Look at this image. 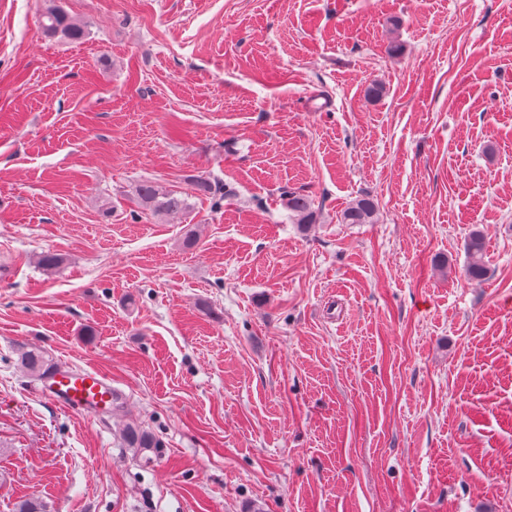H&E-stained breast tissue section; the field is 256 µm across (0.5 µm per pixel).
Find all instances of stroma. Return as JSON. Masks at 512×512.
I'll return each mask as SVG.
<instances>
[{
	"label": "stroma",
	"instance_id": "stroma-1",
	"mask_svg": "<svg viewBox=\"0 0 512 512\" xmlns=\"http://www.w3.org/2000/svg\"><path fill=\"white\" fill-rule=\"evenodd\" d=\"M60 4L85 38L0 0V512H512V0ZM188 194L167 189L156 182L147 181L136 189V199L142 210L152 213H180L189 208ZM288 211L294 224L306 227L315 224V214L312 208L313 202L309 195L300 192L288 193ZM377 206L368 196H359L353 199L341 214L344 224H370L375 218ZM465 250L468 256L466 276L470 280L482 281L487 275V269L484 262V238L479 230L472 231L465 244ZM20 364L32 377L38 380L45 379L49 375L54 374L58 369L49 357L40 350L23 352L20 356ZM47 383L56 401L74 412H90L112 398V384L92 370H59ZM123 441L127 448H133L137 455L143 451H152L154 454L157 448H161V442L150 432L141 429L135 424H126L123 429Z\"/></svg>",
	"mask_w": 512,
	"mask_h": 512
}]
</instances>
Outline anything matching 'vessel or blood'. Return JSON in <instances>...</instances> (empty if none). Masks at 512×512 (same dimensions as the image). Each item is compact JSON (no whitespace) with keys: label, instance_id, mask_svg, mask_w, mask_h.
Segmentation results:
<instances>
[{"label":"vessel or blood","instance_id":"1","mask_svg":"<svg viewBox=\"0 0 512 512\" xmlns=\"http://www.w3.org/2000/svg\"><path fill=\"white\" fill-rule=\"evenodd\" d=\"M48 386L56 401L74 412H88L112 397L111 383L92 370L58 371Z\"/></svg>","mask_w":512,"mask_h":512}]
</instances>
